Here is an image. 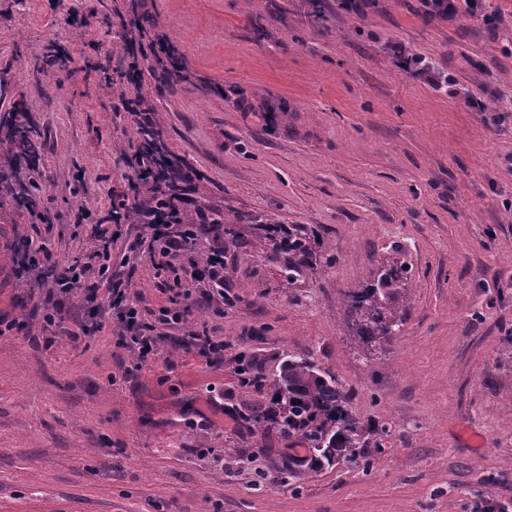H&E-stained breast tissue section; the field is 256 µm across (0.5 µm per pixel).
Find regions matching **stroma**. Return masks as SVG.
Masks as SVG:
<instances>
[{
  "label": "stroma",
  "instance_id": "obj_1",
  "mask_svg": "<svg viewBox=\"0 0 512 512\" xmlns=\"http://www.w3.org/2000/svg\"><path fill=\"white\" fill-rule=\"evenodd\" d=\"M429 18L418 0H0V83L43 141L36 213L0 145V512H512V0ZM186 80L157 84L170 58ZM453 78L444 93L398 70L393 47ZM140 83L128 81L131 67ZM119 87L117 106L106 84ZM196 179L184 209L237 214L236 239L196 240L179 266L224 250V287L175 285L112 221L142 207L133 109ZM74 177L78 195L58 180ZM308 224L331 254L292 283L287 254L254 253L261 224ZM112 236V275L158 338L142 362L117 311L66 308L79 342L47 330L50 268ZM402 244L409 305L391 342L355 343L343 294ZM170 306L178 322L156 320ZM223 342L216 360L192 343ZM271 378L285 355L335 375L360 417L390 431L363 469L297 466L291 440L247 408L240 355Z\"/></svg>",
  "mask_w": 512,
  "mask_h": 512
}]
</instances>
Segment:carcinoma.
Listing matches in <instances>:
<instances>
[{
    "instance_id": "obj_1",
    "label": "carcinoma",
    "mask_w": 512,
    "mask_h": 512,
    "mask_svg": "<svg viewBox=\"0 0 512 512\" xmlns=\"http://www.w3.org/2000/svg\"><path fill=\"white\" fill-rule=\"evenodd\" d=\"M0 126L6 129L12 172L19 180L41 157V134L27 123L24 113L15 110L0 114ZM263 229L268 234L259 238V244L269 242L273 249L288 254L285 271L291 282L305 278L322 260L328 265L335 261L318 232L305 224L286 228L265 225ZM410 272L405 250L396 246L391 257L369 273L367 282L345 291L346 313L362 348L371 352L383 346L399 329L409 300ZM256 369L255 358L241 360L239 382L255 384ZM269 388V402L253 405L250 420L266 430L275 428L289 438L301 439L310 452L309 469L314 471L341 458L367 467L370 449L379 452L383 448L382 436L388 434L387 429L365 425L339 381L313 363L286 358L269 380Z\"/></svg>"
}]
</instances>
